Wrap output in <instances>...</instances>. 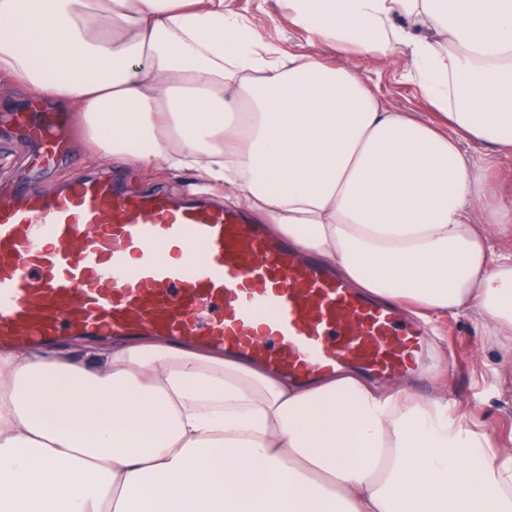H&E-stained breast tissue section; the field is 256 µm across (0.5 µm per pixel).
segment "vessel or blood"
Instances as JSON below:
<instances>
[{"label": "vessel or blood", "instance_id": "obj_1", "mask_svg": "<svg viewBox=\"0 0 512 512\" xmlns=\"http://www.w3.org/2000/svg\"><path fill=\"white\" fill-rule=\"evenodd\" d=\"M15 120L45 162L48 120ZM0 204V344L89 336L204 341L296 379L353 364L379 375L419 366L423 327L303 262L287 239L200 200L73 176Z\"/></svg>", "mask_w": 512, "mask_h": 512}]
</instances>
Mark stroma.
Listing matches in <instances>:
<instances>
[{
  "mask_svg": "<svg viewBox=\"0 0 512 512\" xmlns=\"http://www.w3.org/2000/svg\"><path fill=\"white\" fill-rule=\"evenodd\" d=\"M229 7L260 34L264 42L294 54H315L343 66L359 67L385 105L396 112H413L429 118L431 109L411 76L409 58L402 52L387 57H357L315 41L288 20L283 0H227ZM27 101L24 94L0 80V203L13 199L20 186L35 183L46 193L61 189L75 173L108 176L143 191H160L174 199L194 197V176L187 171L146 173L112 159L90 162L77 139L75 110L60 111L67 151L60 166L40 167L29 163L35 144L10 120ZM431 346L421 372L400 380L402 388L433 396L447 392L458 408L489 435L499 448H512V354L498 351L483 334L475 317H437L429 324ZM499 363V375L479 366V358Z\"/></svg>",
  "mask_w": 512,
  "mask_h": 512,
  "instance_id": "35a3bbf8",
  "label": "stroma"
}]
</instances>
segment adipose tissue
<instances>
[{
  "label": "adipose tissue",
  "instance_id": "1",
  "mask_svg": "<svg viewBox=\"0 0 512 512\" xmlns=\"http://www.w3.org/2000/svg\"><path fill=\"white\" fill-rule=\"evenodd\" d=\"M360 56L404 48L429 124L224 0H0V76L75 107L91 158L193 172L367 294L512 342V0H285ZM481 222H474V213ZM0 512H512V450L442 396L300 384L147 336L0 350ZM488 181L497 192L512 189V157H501L488 173Z\"/></svg>",
  "mask_w": 512,
  "mask_h": 512
}]
</instances>
